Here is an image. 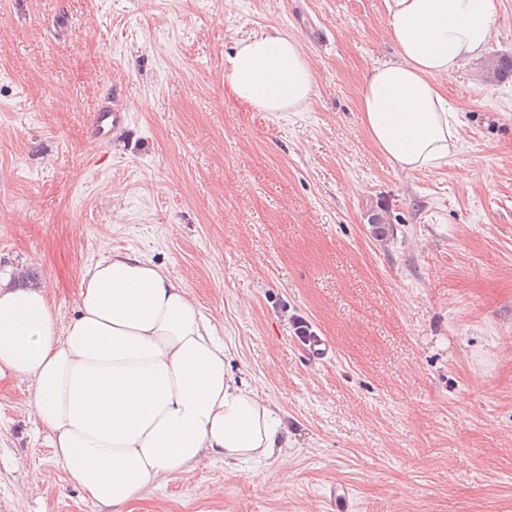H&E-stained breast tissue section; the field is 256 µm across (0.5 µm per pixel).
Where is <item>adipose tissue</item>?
I'll return each mask as SVG.
<instances>
[{"label":"adipose tissue","mask_w":512,"mask_h":512,"mask_svg":"<svg viewBox=\"0 0 512 512\" xmlns=\"http://www.w3.org/2000/svg\"><path fill=\"white\" fill-rule=\"evenodd\" d=\"M396 58L357 94L362 123L402 170L437 171L456 150L457 120L440 77L479 59L501 0H384ZM262 112H295L314 93L293 35L239 42L225 75ZM27 381L35 423L85 500L125 512L168 475L206 457L270 461L286 471L279 407L227 367V347L188 290L130 252L89 267L78 312L61 323L45 286L0 275V378Z\"/></svg>","instance_id":"adipose-tissue-1"}]
</instances>
